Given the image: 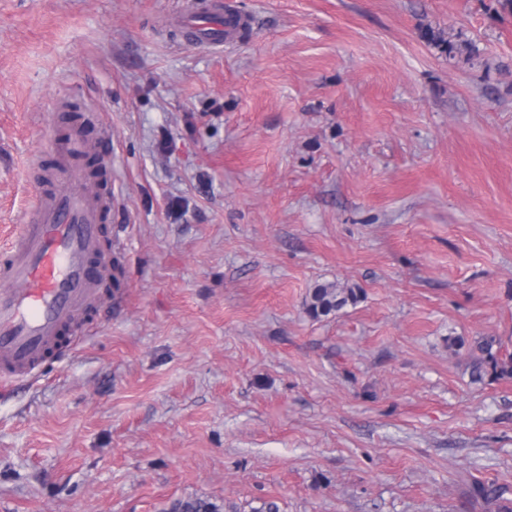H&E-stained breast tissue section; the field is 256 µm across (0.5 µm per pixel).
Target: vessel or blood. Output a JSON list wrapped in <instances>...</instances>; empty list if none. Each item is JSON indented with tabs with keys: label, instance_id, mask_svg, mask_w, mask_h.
Returning <instances> with one entry per match:
<instances>
[{
	"label": "vessel or blood",
	"instance_id": "b4317fda",
	"mask_svg": "<svg viewBox=\"0 0 512 512\" xmlns=\"http://www.w3.org/2000/svg\"><path fill=\"white\" fill-rule=\"evenodd\" d=\"M192 30L203 44L220 47L228 33L223 0H200ZM86 142L80 128L51 139L56 171ZM66 189L40 187L25 222L0 246V380L35 375L62 353L61 333L97 309L112 273V250L101 230L112 206L108 188L71 175Z\"/></svg>",
	"mask_w": 512,
	"mask_h": 512
}]
</instances>
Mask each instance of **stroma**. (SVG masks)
I'll use <instances>...</instances> for the list:
<instances>
[{
    "label": "stroma",
    "instance_id": "stroma-1",
    "mask_svg": "<svg viewBox=\"0 0 512 512\" xmlns=\"http://www.w3.org/2000/svg\"><path fill=\"white\" fill-rule=\"evenodd\" d=\"M197 2L0 0V243L76 105L122 264L75 350L0 384V512H485L465 474L512 483V380L469 373L478 337L512 353V8L230 0L251 24L214 51ZM326 283L357 299L316 319Z\"/></svg>",
    "mask_w": 512,
    "mask_h": 512
}]
</instances>
